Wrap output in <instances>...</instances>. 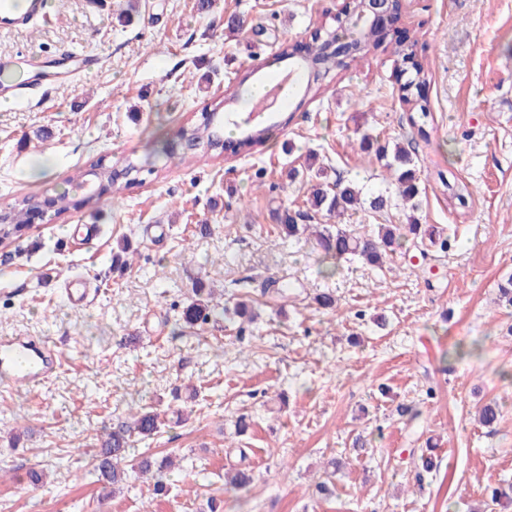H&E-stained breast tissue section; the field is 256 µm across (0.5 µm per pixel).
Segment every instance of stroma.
I'll return each mask as SVG.
<instances>
[{"instance_id":"obj_1","label":"stroma","mask_w":512,"mask_h":512,"mask_svg":"<svg viewBox=\"0 0 512 512\" xmlns=\"http://www.w3.org/2000/svg\"><path fill=\"white\" fill-rule=\"evenodd\" d=\"M131 22H120L128 2ZM29 31L0 29V52L97 55L98 71L0 110V207L54 196L98 157L154 161L145 183L34 223L0 246V337L44 340L61 355L46 382L0 385V512H473L512 483V0H404L391 41L415 43L433 120L420 137L400 100L389 50L370 51L305 102L287 98L250 153L195 161L166 144L258 69L284 72L283 43L308 44L344 0H47ZM244 26L227 29L229 17ZM408 145L424 191L416 214L451 240L382 267L340 262L281 239L277 211L304 210L289 181L307 153L330 177L385 188L360 137ZM469 182L465 215L448 211L439 172ZM99 240L83 250L81 227ZM99 294L79 308L62 288ZM256 318L190 328L174 307L196 283ZM332 290L335 310L317 308ZM497 402V423L478 410ZM143 404L175 455L169 494L139 479L106 494L93 471L105 427ZM249 428L238 433V418ZM363 435L366 445L352 440ZM437 467L414 482L418 450ZM253 470L243 489L225 476ZM45 471L42 483L29 474ZM333 481V496L315 486Z\"/></svg>"}]
</instances>
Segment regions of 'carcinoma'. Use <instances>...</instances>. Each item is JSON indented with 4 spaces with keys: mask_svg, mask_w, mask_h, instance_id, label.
Listing matches in <instances>:
<instances>
[{
    "mask_svg": "<svg viewBox=\"0 0 512 512\" xmlns=\"http://www.w3.org/2000/svg\"><path fill=\"white\" fill-rule=\"evenodd\" d=\"M338 24H329L322 27L321 32L314 33V47L312 53L305 58V62L313 63L314 67L298 70V83L301 84L302 96L316 95L323 87V82L333 72H340L348 68V62L363 59L367 52L352 53L330 50L334 41L333 34ZM348 56L350 61L343 60ZM405 81L401 84V100L410 106L413 113L410 120L418 127H423L430 120L431 115L426 104L418 95V87L425 81V73L416 67H405L401 72ZM187 140V147L181 154L183 157L214 158L223 155L224 146L219 144L217 129L211 124L207 113L183 127ZM363 149L374 151L380 159L384 160V167L393 173L397 183V194L403 201L411 204V209L418 208L416 198L420 195L419 178L411 151L403 144L395 142L389 144L378 140L371 134L362 136ZM120 173L113 174L112 159L98 160L94 168L101 170L98 179L99 194L97 197L84 199L83 206L95 207L101 197L110 195L120 189V184H131V181L154 174L151 168H144L142 163L133 156H126L118 161ZM306 171L313 174L315 183L311 185L307 198L308 211L291 212L287 209L278 214L277 229L279 233L288 238H297L310 228L308 224H301L299 220L309 217V213L323 212L328 216H342L348 212L356 213L360 210L380 213L391 206L392 195L380 191L368 197L353 181L336 179L329 181L323 169L313 170L307 167ZM448 189V205L455 209H465L472 199L473 191L461 179L445 183ZM39 207V199L30 197L21 203L8 208L0 217V234L5 238L17 237V232L31 223L33 212ZM429 240L432 244H439L441 248H448V240L438 239L435 229H425L418 224L414 217H409L407 224H380L377 231L368 236L355 234L342 224H318L315 230V244L323 254V259L331 263L330 273H335L337 261L348 256H355L369 265H382L383 258L403 247L406 241L413 242ZM228 309L209 300L200 298L187 304L180 314V320L190 326L206 325L226 314ZM164 425L160 413L151 406H139L128 414V418L117 426L105 432L100 439V450L95 459L94 469L104 489L123 485L131 477L145 475L152 467H157L158 475L163 470L174 466L172 458L167 457L160 465L150 455L146 448L139 458H130L132 440L138 438L146 440L161 432Z\"/></svg>",
    "mask_w": 512,
    "mask_h": 512,
    "instance_id": "carcinoma-1",
    "label": "carcinoma"
}]
</instances>
